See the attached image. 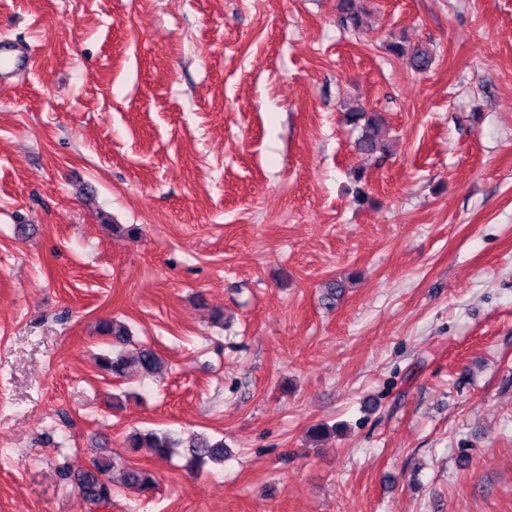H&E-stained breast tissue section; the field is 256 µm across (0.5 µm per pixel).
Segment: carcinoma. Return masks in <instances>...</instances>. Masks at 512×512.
<instances>
[{
    "instance_id": "cac0c4a2",
    "label": "carcinoma",
    "mask_w": 512,
    "mask_h": 512,
    "mask_svg": "<svg viewBox=\"0 0 512 512\" xmlns=\"http://www.w3.org/2000/svg\"><path fill=\"white\" fill-rule=\"evenodd\" d=\"M365 12L355 6V0H340L336 14V24L345 30L359 31L363 29ZM388 49L397 55H409L412 68L423 73L430 69L432 53L417 47L406 50L403 43L391 41ZM348 121L362 129V135L357 142V149L363 154L385 157L388 146L382 136L384 120L375 112H363L351 109L347 112ZM96 330L105 337L112 346V350L99 357V366L117 379H129L137 374L151 376L161 373L165 369V361L151 347L143 345L136 350L132 358L126 356L125 345L130 342L131 331L122 322L113 319H102L97 323ZM129 446L132 448H150L160 458L170 456L175 449H185L188 459V468L196 469L208 462L221 464L228 453L224 441L214 440L207 435H195L187 442L176 439L168 431L136 432L129 437ZM92 469L81 474L78 479V492L80 497L88 502H108L112 497V482L108 474L116 467L110 457L97 456L91 461ZM124 482L143 492H148L155 486L153 474L144 468L131 466L123 471Z\"/></svg>"
}]
</instances>
